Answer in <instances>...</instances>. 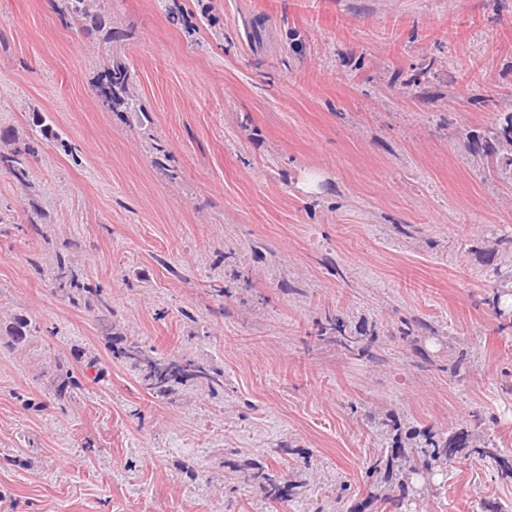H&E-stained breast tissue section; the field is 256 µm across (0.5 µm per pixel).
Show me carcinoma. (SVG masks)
Masks as SVG:
<instances>
[{
	"mask_svg": "<svg viewBox=\"0 0 512 512\" xmlns=\"http://www.w3.org/2000/svg\"><path fill=\"white\" fill-rule=\"evenodd\" d=\"M58 14L65 25L79 24L82 30H102L112 27V16L106 11L105 5L95 0H59ZM133 78L128 66L121 60H109L92 85L97 100L103 107L113 110L116 107H131L136 104L132 89ZM38 138H33L19 145L9 154L0 153V169L10 176L23 188H30L29 171L26 158L38 154ZM485 143V157L490 160H507L512 166V112H499L488 129ZM55 293L74 303L83 302L87 310L99 314L101 324H106L112 318V306L103 297L100 290L81 284L76 274L64 259H58L52 276ZM29 323L19 320L7 331L0 334V346L17 345L27 336ZM335 329L340 333L338 341L348 350L355 348L366 349L374 341L370 336H348L343 330L341 319H335ZM124 358L138 372L146 388L158 397L168 395L175 385L194 379L215 393L224 387V374L197 365L191 360L177 357H158L150 347L132 342L123 352ZM412 440L410 447L402 445L397 440V446L392 448L391 459L400 461V466L408 473L431 475L435 468L450 462L458 448L466 445L463 438L451 436L447 439L436 436L428 431H414L408 434ZM471 452L494 460L500 470L501 478L512 480V462L501 457L497 445L491 441ZM240 479L255 487L265 499L276 502L288 499L293 495L294 485L285 479H280L261 468L254 467L250 461H245L239 468Z\"/></svg>",
	"mask_w": 512,
	"mask_h": 512,
	"instance_id": "cac0c4a2",
	"label": "carcinoma"
}]
</instances>
